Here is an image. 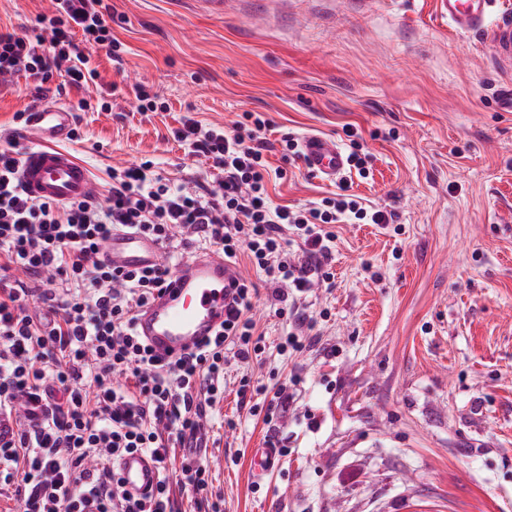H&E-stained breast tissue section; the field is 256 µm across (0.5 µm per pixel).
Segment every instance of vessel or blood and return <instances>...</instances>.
I'll return each instance as SVG.
<instances>
[{
    "label": "vessel or blood",
    "instance_id": "1",
    "mask_svg": "<svg viewBox=\"0 0 512 512\" xmlns=\"http://www.w3.org/2000/svg\"><path fill=\"white\" fill-rule=\"evenodd\" d=\"M449 24L463 33H486L495 68L512 66V0H440ZM74 114L59 105H37L25 116L23 134L38 140L26 149L20 164V180L29 196L41 201L67 203L93 196L94 180L88 168L60 141L73 132ZM301 158L310 171L326 180L339 177L346 168L345 154L335 139L306 137ZM162 249L156 240L124 232L113 233L101 253L115 269L135 270L158 265ZM238 277L222 254L200 252L186 258L169 278L162 293L137 313L135 328L161 359L194 350L224 321L231 284ZM280 464L277 449L253 451V472L263 478ZM116 468L124 490L132 496L151 494L159 480L155 458L132 451L123 454Z\"/></svg>",
    "mask_w": 512,
    "mask_h": 512
}]
</instances>
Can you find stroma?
Masks as SVG:
<instances>
[{
  "mask_svg": "<svg viewBox=\"0 0 512 512\" xmlns=\"http://www.w3.org/2000/svg\"><path fill=\"white\" fill-rule=\"evenodd\" d=\"M121 61L89 52L100 79L50 90L76 114L66 141L99 194L112 167L151 159L163 176L211 172L174 140L186 113L229 126L244 112L264 137L274 202L302 206L335 183L284 164V133L345 143L357 129L370 176L353 194L394 224H338L332 287L302 305L316 343L283 352L288 322L258 289L264 351L227 356L224 396L203 420L209 499L223 512H512V111L484 37L448 23L440 0H104ZM51 0H0V30L20 35ZM164 109L141 116L136 85ZM39 95L0 82V129ZM283 391L273 424L237 395L240 380ZM281 450L255 480L250 451Z\"/></svg>",
  "mask_w": 512,
  "mask_h": 512,
  "instance_id": "stroma-1",
  "label": "stroma"
}]
</instances>
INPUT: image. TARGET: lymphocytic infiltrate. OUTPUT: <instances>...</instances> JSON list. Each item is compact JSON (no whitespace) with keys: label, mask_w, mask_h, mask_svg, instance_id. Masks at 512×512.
Instances as JSON below:
<instances>
[{"label":"lymphocytic infiltrate","mask_w":512,"mask_h":512,"mask_svg":"<svg viewBox=\"0 0 512 512\" xmlns=\"http://www.w3.org/2000/svg\"><path fill=\"white\" fill-rule=\"evenodd\" d=\"M32 36L0 32V75L46 83L51 72L69 86L96 83L84 46L118 56L103 0H56ZM270 120L242 113L232 130L184 117L174 132L190 154L215 171L207 184L174 183L146 160L113 169L106 202L37 201L18 178L20 151L0 134V411L17 416L18 432L0 442V483L14 488L21 512H176L175 487L203 494L208 469L184 455L179 478L166 473L171 448L199 437L207 407L224 393V352L261 355L251 316L256 286L240 279L224 322L198 349L161 360L135 332L136 311L161 291L172 270L162 263L122 271L100 253L113 230L153 237L163 247L201 239L225 261L247 259L272 288L292 325L281 349L302 351L310 321L298 297L330 286L333 224H390L343 191L297 210L274 204L262 133ZM302 240L298 258L289 237ZM133 389H126V379ZM151 453L163 472L153 494L130 497L114 468L129 451Z\"/></svg>","instance_id":"obj_1"}]
</instances>
